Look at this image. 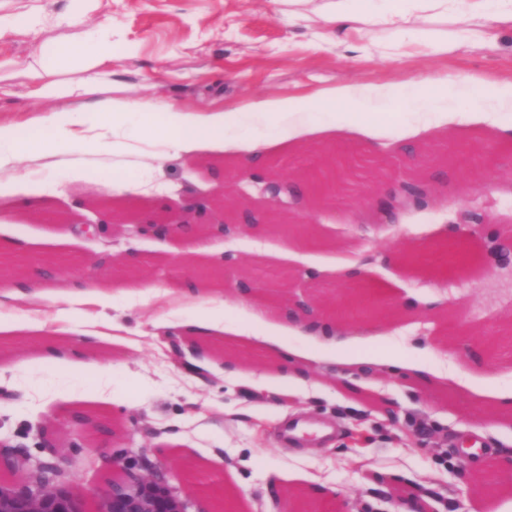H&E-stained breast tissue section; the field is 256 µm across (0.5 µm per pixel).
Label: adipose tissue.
I'll use <instances>...</instances> for the list:
<instances>
[{"instance_id":"adipose-tissue-1","label":"adipose tissue","mask_w":512,"mask_h":512,"mask_svg":"<svg viewBox=\"0 0 512 512\" xmlns=\"http://www.w3.org/2000/svg\"><path fill=\"white\" fill-rule=\"evenodd\" d=\"M319 19L340 29L358 30L378 27L386 31L387 39L377 52L381 58L395 59L411 44H421L436 53H444L460 45L474 49H497L498 43L487 30L494 24L512 23V0H325L318 12ZM435 18L461 20L459 28L449 32L446 39L431 40L423 25ZM74 53L81 54L87 77L69 83L44 84L42 94L52 99L66 100L97 93L106 82L99 72L101 62L112 56V31L108 28L85 32L80 45H40L38 59L44 69L51 70ZM468 100L477 110L478 119L498 132L512 138V123L501 121L500 115L512 112V83L494 80L480 74L448 76L438 74L414 82L410 92L396 86L345 83L307 96L258 99L248 110L269 128L279 127L289 115L310 116L303 132L332 130V122L323 118L330 107L340 105L353 112L351 128L374 136L376 128L365 121L361 111L365 104L381 102L391 106L407 105L409 111L424 118V127L447 128L461 100ZM141 122L159 123L163 140L174 155L190 154L209 145L219 144L245 158L249 170H259L261 156L268 146L264 140H229L225 131L235 123L233 112L185 110L172 104L138 103L106 98L99 100L93 114L66 107L32 120L27 133L13 127L0 126V170L15 167L23 158L33 155L52 156L56 152L91 151L103 139H111L114 154L133 151L134 146L124 133L130 118ZM203 286L190 282L174 302V318L161 321L168 331H190L197 338H210L216 321L193 317L189 304L203 299ZM109 297L102 293L80 291L74 302L53 306L43 318H26L17 327L31 332H75L78 342L100 336H117L123 332L121 323L91 315L89 306L106 307Z\"/></svg>"}]
</instances>
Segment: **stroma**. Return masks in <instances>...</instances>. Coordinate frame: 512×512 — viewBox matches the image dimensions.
<instances>
[{
	"instance_id": "obj_1",
	"label": "stroma",
	"mask_w": 512,
	"mask_h": 512,
	"mask_svg": "<svg viewBox=\"0 0 512 512\" xmlns=\"http://www.w3.org/2000/svg\"><path fill=\"white\" fill-rule=\"evenodd\" d=\"M34 5L48 18L40 36L21 26L0 35V125L21 130L35 112L54 107L41 93L45 83L83 76L78 68L27 74L39 43H73L98 26L112 29V58L99 66L108 75L101 97L236 112L231 138L268 136L246 110L261 98L305 96L346 82L405 88L436 73L512 82L511 26L492 27L495 51L413 47L387 60L358 52L384 40V32H339L328 25L316 36L289 23L287 0H99L74 26L54 22L70 0H0V17ZM366 109L373 122L384 124L382 138L282 137L265 154L266 168L291 177L304 170L313 150L346 147L364 158L363 166L347 172L353 191L343 202L303 212L317 245L289 254L293 235L284 224L248 225L227 240L204 237L207 264L228 250L240 263L211 286V301L197 305L202 315L222 305L250 324L251 306L240 303L237 290L243 278L287 297L311 293L322 306L339 304L350 293L344 272L361 267L388 309L346 320L343 365L313 361L328 333L286 328L273 307L264 315L260 340L219 332L201 347L188 333L169 339L156 323L171 308L169 294L196 273L186 260L189 242H119L113 254L133 249L138 271L118 267L91 277L85 265L101 251L100 242L36 217L45 209L79 211L81 203L106 193L115 176L135 184L118 197L119 205L143 203L169 216L177 213L186 187L208 190L220 184L216 171H243L240 154L208 148L175 156L158 143V127L136 125V153L74 155L80 174L58 158L35 156L0 172V184L24 188L19 197L0 194V239L15 241L29 256L72 258L69 270L43 283V291L62 300L82 281L88 290L112 294L106 313L129 330L126 341L81 346L69 333L0 332V368L13 372L0 385V441L38 458L44 438H51L86 512H98L105 475L76 467V460L118 453L158 461L190 512H210L208 493L216 486L229 512H392L410 497L418 512H512V463L486 451L461 455L463 427L473 421L495 428L496 441L512 439V418L498 410L495 398L512 392V343H503L496 355L486 353L488 338L512 327V263L491 258L512 235V144L472 122L468 102L460 104L450 132L432 128L410 139L393 112L376 103ZM461 150L472 156L465 172L453 163ZM420 177L444 192V205L413 209L384 224L365 202L367 195H384ZM460 209L479 211L482 223L453 222ZM448 252L457 253L455 263L443 261ZM281 342L305 352L303 371L321 395L298 394L286 371L273 364ZM76 353L99 361L104 372L70 375L65 362ZM365 353L396 355L416 368L394 377L362 362ZM259 370L272 381L264 396L250 385ZM78 412L103 416L108 434L80 429L73 420ZM300 416L336 425L338 432L323 444H285L284 421ZM274 477L282 485L277 495L266 491ZM331 487L336 495H328Z\"/></svg>"
}]
</instances>
